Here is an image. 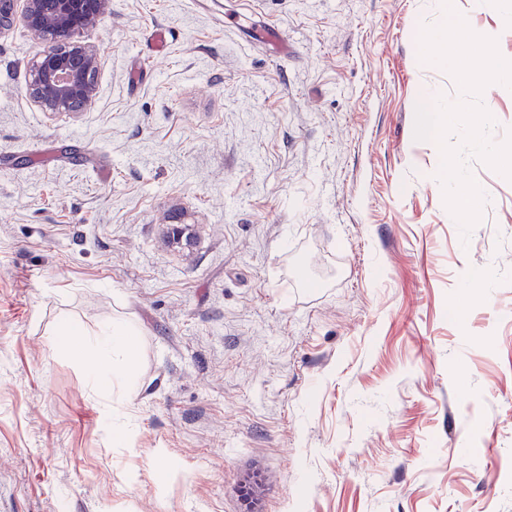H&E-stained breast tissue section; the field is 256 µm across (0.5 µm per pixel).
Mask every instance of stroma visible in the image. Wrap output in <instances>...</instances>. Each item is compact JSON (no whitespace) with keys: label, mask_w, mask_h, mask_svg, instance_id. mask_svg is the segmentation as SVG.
Here are the masks:
<instances>
[{"label":"stroma","mask_w":512,"mask_h":512,"mask_svg":"<svg viewBox=\"0 0 512 512\" xmlns=\"http://www.w3.org/2000/svg\"><path fill=\"white\" fill-rule=\"evenodd\" d=\"M453 6L512 58L511 6ZM445 19L112 0L97 96L55 115L26 94L40 40L0 36V512H512V180L469 159L462 241L414 138L459 97L415 40ZM481 102L503 142L512 89ZM112 321L119 441L85 383Z\"/></svg>","instance_id":"obj_1"}]
</instances>
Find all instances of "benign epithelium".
<instances>
[{"mask_svg": "<svg viewBox=\"0 0 512 512\" xmlns=\"http://www.w3.org/2000/svg\"><path fill=\"white\" fill-rule=\"evenodd\" d=\"M110 0H0V36L19 21L43 41L29 65L27 94L45 112H81L94 100L100 58L84 31Z\"/></svg>", "mask_w": 512, "mask_h": 512, "instance_id": "7a95c632", "label": "benign epithelium"}]
</instances>
